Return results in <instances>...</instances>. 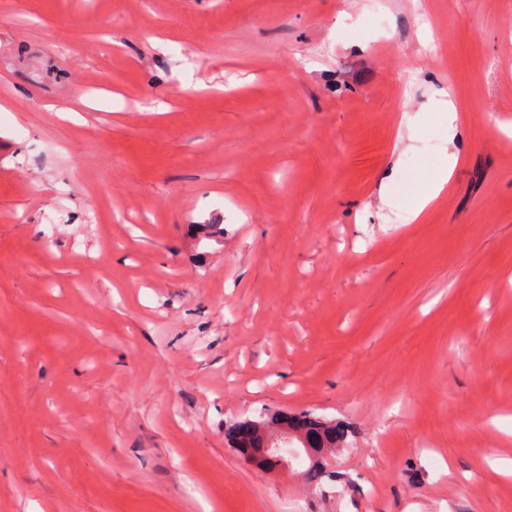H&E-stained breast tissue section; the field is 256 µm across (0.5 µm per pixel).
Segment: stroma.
I'll use <instances>...</instances> for the list:
<instances>
[{"label": "stroma", "mask_w": 512, "mask_h": 512, "mask_svg": "<svg viewBox=\"0 0 512 512\" xmlns=\"http://www.w3.org/2000/svg\"><path fill=\"white\" fill-rule=\"evenodd\" d=\"M502 118L512 0H0V512H512ZM457 165V157L443 152L436 163V175L422 186L410 187L403 208V223L410 224L417 221L424 211L437 200L448 185V180ZM257 421L262 426L264 433L270 432L279 423H286L288 428L283 429L284 436H288L289 426L291 425L292 431L306 440L309 445L308 450H312V448H339L344 442V433L336 428V424H331L317 417H310V415H304L303 418L292 422L282 419V415L271 418L260 417ZM226 436L228 437V440L234 444L235 448H258L256 451L258 461H265V463L260 466L253 459H247L263 471L269 474L288 473L290 465L283 454V448H279V444L277 443L280 436L272 437L270 439L266 438L263 448H260V444L263 440L264 434H259L256 426L254 427L251 437L244 438L240 435L239 429L232 424L228 429ZM273 444H275L274 448H272Z\"/></svg>", "instance_id": "obj_1"}]
</instances>
